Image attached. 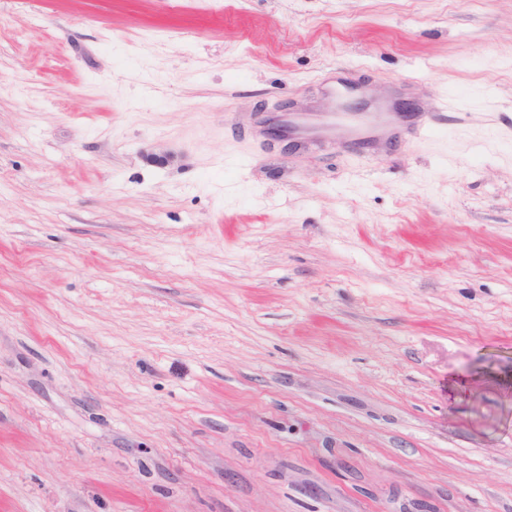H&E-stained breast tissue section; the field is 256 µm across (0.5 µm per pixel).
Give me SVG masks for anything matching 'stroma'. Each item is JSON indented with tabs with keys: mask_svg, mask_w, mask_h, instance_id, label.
I'll use <instances>...</instances> for the list:
<instances>
[{
	"mask_svg": "<svg viewBox=\"0 0 512 512\" xmlns=\"http://www.w3.org/2000/svg\"><path fill=\"white\" fill-rule=\"evenodd\" d=\"M0 512H512V0H0ZM288 122L291 125L290 129L293 132H302L306 134L319 133L321 136H336V119H328L322 127H319V123L302 118L300 116L288 117Z\"/></svg>",
	"mask_w": 512,
	"mask_h": 512,
	"instance_id": "35a3bbf8",
	"label": "stroma"
}]
</instances>
